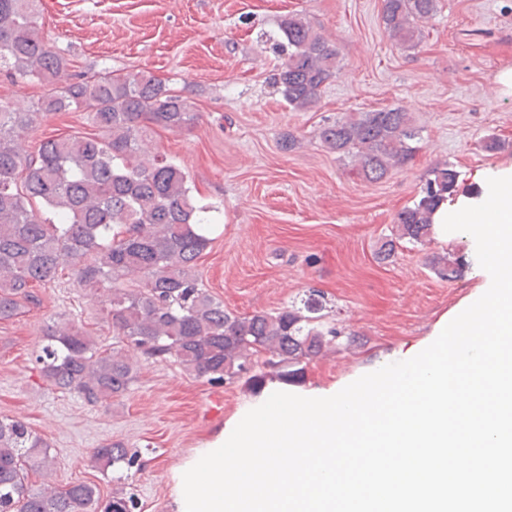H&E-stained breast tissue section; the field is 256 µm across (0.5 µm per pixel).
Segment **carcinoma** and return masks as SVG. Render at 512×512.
Instances as JSON below:
<instances>
[{"mask_svg": "<svg viewBox=\"0 0 512 512\" xmlns=\"http://www.w3.org/2000/svg\"><path fill=\"white\" fill-rule=\"evenodd\" d=\"M32 2L0 0V70L46 87L38 111L81 109L100 134L45 140L30 156L18 138L34 113L0 107V320L37 301L31 287L51 286L68 265L80 285L100 292L122 347L102 351L70 322L47 325L36 361L49 385L89 403L120 397L135 379L137 355L173 358L210 382L244 377L256 392L265 385L259 365L283 384L302 382L310 362L342 334L325 327L317 300L308 299L302 310L237 316L199 283L197 259L211 241L209 208L198 204L185 172L145 143L155 127L193 125L192 103L144 72L68 79L67 60L39 35ZM436 12L437 0H384L381 20L393 40L412 46L421 35L415 22ZM280 28L288 56L275 83L288 107L306 111L336 77L338 52L299 14ZM416 136L411 113L400 107L353 112L318 132L329 150L356 158L369 182L404 166ZM430 175L418 200L398 214L400 240L424 242L435 208L456 192V171L435 168ZM34 199L55 219H41ZM49 462L42 437L18 419L0 417V512H137L133 495L116 491L103 499L84 482L32 491L29 467ZM91 462L103 472L129 470L139 455L110 442L93 449Z\"/></svg>", "mask_w": 512, "mask_h": 512, "instance_id": "1", "label": "carcinoma"}]
</instances>
